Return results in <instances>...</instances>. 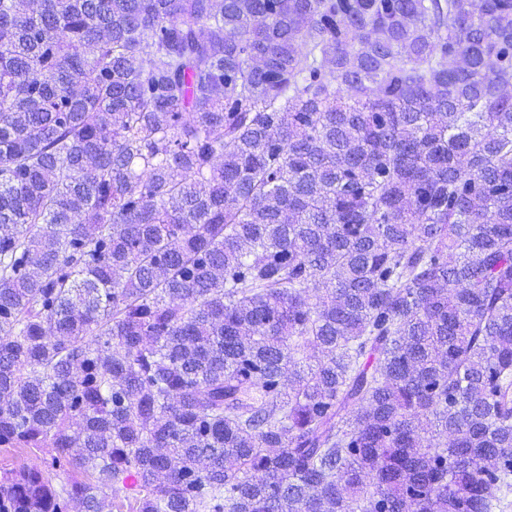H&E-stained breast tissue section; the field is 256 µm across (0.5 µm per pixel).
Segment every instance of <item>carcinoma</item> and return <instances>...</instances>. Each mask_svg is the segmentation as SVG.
Segmentation results:
<instances>
[{"mask_svg":"<svg viewBox=\"0 0 512 512\" xmlns=\"http://www.w3.org/2000/svg\"><path fill=\"white\" fill-rule=\"evenodd\" d=\"M0 447L96 474L0 512H512V0H0Z\"/></svg>","mask_w":512,"mask_h":512,"instance_id":"obj_1","label":"carcinoma"}]
</instances>
